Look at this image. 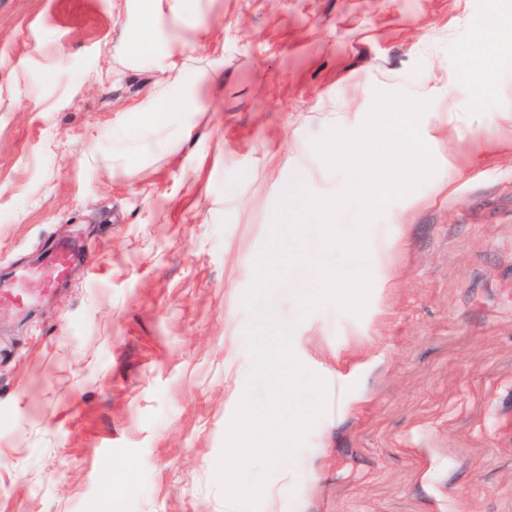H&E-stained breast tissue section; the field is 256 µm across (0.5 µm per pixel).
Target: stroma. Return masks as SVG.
Segmentation results:
<instances>
[{
  "instance_id": "35a3bbf8",
  "label": "stroma",
  "mask_w": 512,
  "mask_h": 512,
  "mask_svg": "<svg viewBox=\"0 0 512 512\" xmlns=\"http://www.w3.org/2000/svg\"><path fill=\"white\" fill-rule=\"evenodd\" d=\"M123 23L111 0H0V282L86 253L0 308V512H224L253 261L295 174L342 186L310 141L377 89L431 99L438 171L372 224L391 259L363 316L298 321L306 267L268 312L329 388L279 512H512V0H216L186 56L223 85L179 153L134 163L109 133L139 139L130 104L167 84L128 66ZM71 257L72 252L68 246L62 244L57 247L50 258L52 264L50 270L40 279V286L42 287L39 288L40 290L51 291L54 289L52 287L65 274Z\"/></svg>"
}]
</instances>
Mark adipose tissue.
<instances>
[{
  "mask_svg": "<svg viewBox=\"0 0 512 512\" xmlns=\"http://www.w3.org/2000/svg\"><path fill=\"white\" fill-rule=\"evenodd\" d=\"M212 0H120L118 8L129 18L121 31L130 64L167 74L176 66V58L183 54L184 33L208 35L203 18ZM218 68L200 71H182L177 89L163 99L147 96L135 104L138 112H152L158 119L151 124L149 147L168 154L177 153L181 143L190 138L192 127H184L179 137L162 136L164 125L179 116L197 111L212 87L220 80Z\"/></svg>",
  "mask_w": 512,
  "mask_h": 512,
  "instance_id": "1",
  "label": "adipose tissue"
}]
</instances>
